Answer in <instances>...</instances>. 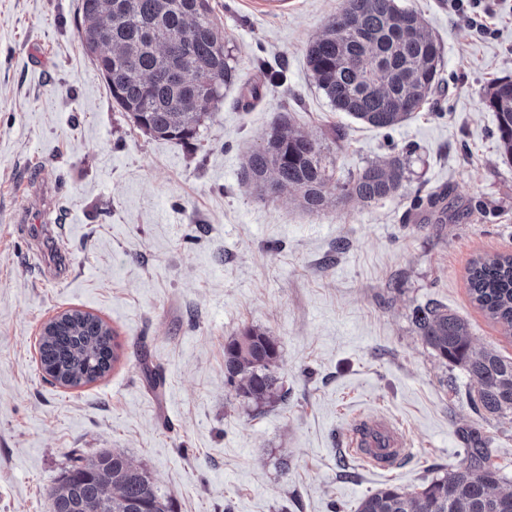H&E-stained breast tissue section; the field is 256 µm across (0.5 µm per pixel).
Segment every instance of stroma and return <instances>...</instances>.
I'll list each match as a JSON object with an SVG mask.
<instances>
[{"label": "stroma", "mask_w": 512, "mask_h": 512, "mask_svg": "<svg viewBox=\"0 0 512 512\" xmlns=\"http://www.w3.org/2000/svg\"><path fill=\"white\" fill-rule=\"evenodd\" d=\"M209 2L234 77L186 146L113 102L80 0H0V512H51L61 473L103 451L146 468L174 512H357L383 485L411 495L458 468L474 428L512 488V415L476 411L413 322L442 304L475 347L512 358L467 282L477 257L512 255V163L482 103L512 77V0L491 18L398 0L440 40L442 85L391 129L334 110L307 69L344 0ZM278 112L327 145L336 181L400 157L399 194L320 213L258 195L243 163ZM441 190L443 212L428 204ZM73 310L114 331L118 360L65 387L38 343ZM247 327L277 342L285 401L248 404L227 383L224 344ZM372 416L410 442L394 471L347 446Z\"/></svg>", "instance_id": "obj_1"}]
</instances>
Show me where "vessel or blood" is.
<instances>
[{
	"label": "vessel or blood",
	"mask_w": 512,
	"mask_h": 512,
	"mask_svg": "<svg viewBox=\"0 0 512 512\" xmlns=\"http://www.w3.org/2000/svg\"><path fill=\"white\" fill-rule=\"evenodd\" d=\"M348 445L365 462L383 471L397 467L407 453L405 436L395 425L384 420H366L357 424Z\"/></svg>",
	"instance_id": "b4317fda"
}]
</instances>
